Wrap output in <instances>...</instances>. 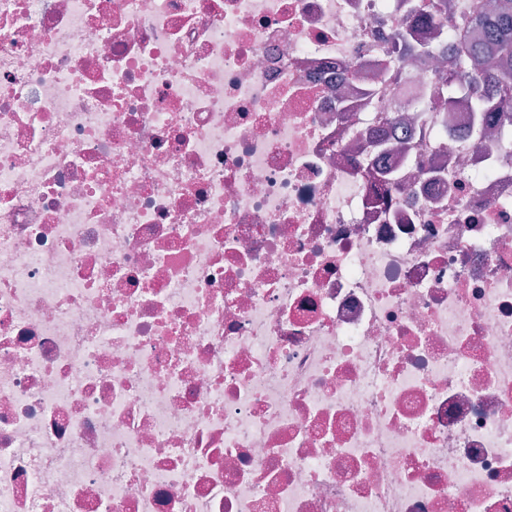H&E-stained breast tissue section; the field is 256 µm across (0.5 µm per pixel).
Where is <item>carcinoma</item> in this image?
Segmentation results:
<instances>
[{
	"instance_id": "1",
	"label": "carcinoma",
	"mask_w": 512,
	"mask_h": 512,
	"mask_svg": "<svg viewBox=\"0 0 512 512\" xmlns=\"http://www.w3.org/2000/svg\"><path fill=\"white\" fill-rule=\"evenodd\" d=\"M424 19L433 29L434 40L419 48L405 42L394 49L383 67L384 79H398L402 64L415 51L437 53L441 44L452 39L459 49L447 68L437 70L431 78V96L450 106L465 99L473 113L476 138L493 133L485 121L490 114L512 123V0H494L472 13L465 11L463 0H429ZM466 29L482 31L483 41L475 47L469 45L463 34Z\"/></svg>"
}]
</instances>
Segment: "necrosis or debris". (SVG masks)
<instances>
[{"label":"necrosis or debris","instance_id":"obj_1","mask_svg":"<svg viewBox=\"0 0 512 512\" xmlns=\"http://www.w3.org/2000/svg\"><path fill=\"white\" fill-rule=\"evenodd\" d=\"M403 33L0 0V512H512V159Z\"/></svg>","mask_w":512,"mask_h":512}]
</instances>
